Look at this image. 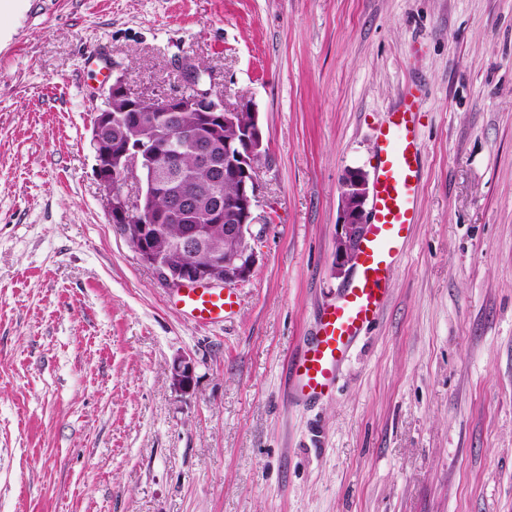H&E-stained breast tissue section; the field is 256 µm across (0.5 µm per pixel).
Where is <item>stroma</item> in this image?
Here are the masks:
<instances>
[{
	"label": "stroma",
	"instance_id": "stroma-1",
	"mask_svg": "<svg viewBox=\"0 0 512 512\" xmlns=\"http://www.w3.org/2000/svg\"><path fill=\"white\" fill-rule=\"evenodd\" d=\"M190 58L266 139L257 262L221 326L174 306L95 174L113 78L180 94ZM410 91L423 171L392 293L336 392L291 403L354 276L340 181L372 173ZM0 512H512V0H0Z\"/></svg>",
	"mask_w": 512,
	"mask_h": 512
}]
</instances>
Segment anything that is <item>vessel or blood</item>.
Instances as JSON below:
<instances>
[{"label": "vessel or blood", "mask_w": 512, "mask_h": 512, "mask_svg": "<svg viewBox=\"0 0 512 512\" xmlns=\"http://www.w3.org/2000/svg\"><path fill=\"white\" fill-rule=\"evenodd\" d=\"M416 116V98L406 94L379 131L370 219L356 258V274L336 301L322 308L313 335L302 341L290 368L291 399L330 395L352 346L386 304L390 271L416 222L421 179ZM237 303L234 292L206 286L179 290L176 300L196 323L211 325L224 323Z\"/></svg>", "instance_id": "1"}]
</instances>
